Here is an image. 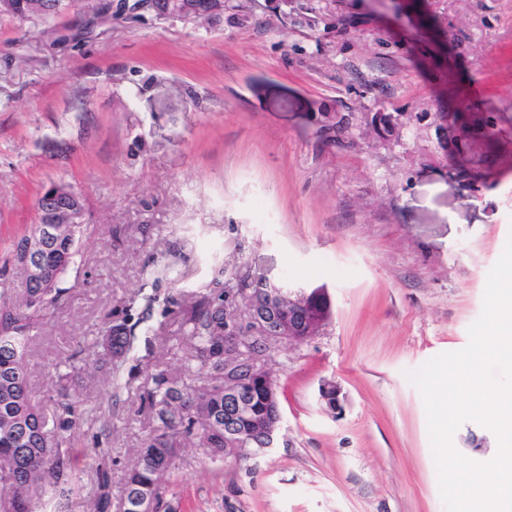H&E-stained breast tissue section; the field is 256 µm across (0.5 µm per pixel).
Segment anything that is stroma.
<instances>
[{
    "label": "stroma",
    "instance_id": "1",
    "mask_svg": "<svg viewBox=\"0 0 512 512\" xmlns=\"http://www.w3.org/2000/svg\"><path fill=\"white\" fill-rule=\"evenodd\" d=\"M242 2L247 20L207 28L150 10L0 15V265L52 181L88 208L77 266L31 341L34 402L54 411L49 365L105 325L135 335L119 382L83 390L68 512H91L101 464L108 512H123L150 429L144 389L180 371V311L220 270L318 291L332 318L274 346L273 447L241 462L183 447L174 512H445L405 373L467 345L512 237V0H312L313 28ZM458 111L498 128L478 180L455 177L439 146L441 114ZM328 112L347 118L343 142ZM378 114L397 136L374 135ZM327 381L341 413L318 400ZM452 442L486 463L496 436L466 421Z\"/></svg>",
    "mask_w": 512,
    "mask_h": 512
}]
</instances>
